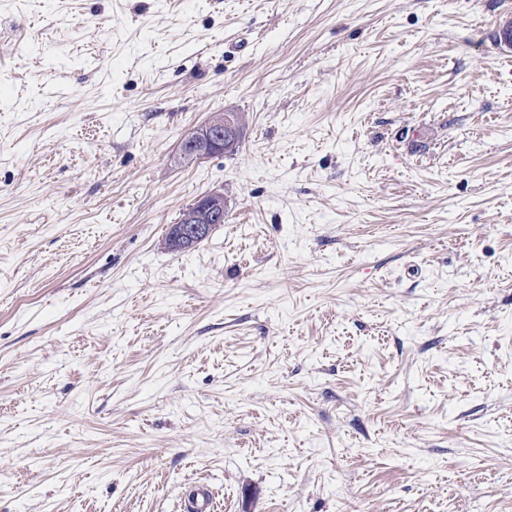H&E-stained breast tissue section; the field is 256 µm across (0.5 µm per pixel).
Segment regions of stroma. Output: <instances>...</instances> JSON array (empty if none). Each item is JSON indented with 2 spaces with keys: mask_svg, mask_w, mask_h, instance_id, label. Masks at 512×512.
Instances as JSON below:
<instances>
[{
  "mask_svg": "<svg viewBox=\"0 0 512 512\" xmlns=\"http://www.w3.org/2000/svg\"><path fill=\"white\" fill-rule=\"evenodd\" d=\"M510 15L0 0V512H512ZM242 117L238 112L211 113L209 118L181 141L178 163L194 164L232 151L242 135ZM227 205L223 190L199 197L170 227V241L182 249H190L205 238L216 224H222ZM187 512H214L215 501L207 485L201 482H194L187 502Z\"/></svg>",
  "mask_w": 512,
  "mask_h": 512,
  "instance_id": "35a3bbf8",
  "label": "stroma"
}]
</instances>
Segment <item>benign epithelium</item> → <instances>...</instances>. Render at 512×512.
Listing matches in <instances>:
<instances>
[{
	"label": "benign epithelium",
	"mask_w": 512,
	"mask_h": 512,
	"mask_svg": "<svg viewBox=\"0 0 512 512\" xmlns=\"http://www.w3.org/2000/svg\"><path fill=\"white\" fill-rule=\"evenodd\" d=\"M238 112H213L209 118L181 141L177 161L194 164L232 151L242 135ZM227 205L224 192L215 190L199 197L170 227V241L190 249L205 238L217 224L224 223Z\"/></svg>",
	"instance_id": "7a95c632"
}]
</instances>
